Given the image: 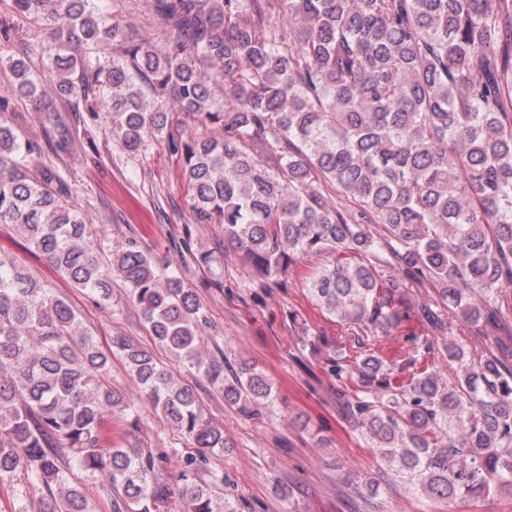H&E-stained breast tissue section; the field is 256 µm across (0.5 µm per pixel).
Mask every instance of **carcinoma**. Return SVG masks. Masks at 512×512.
Instances as JSON below:
<instances>
[{
  "label": "carcinoma",
  "instance_id": "1",
  "mask_svg": "<svg viewBox=\"0 0 512 512\" xmlns=\"http://www.w3.org/2000/svg\"><path fill=\"white\" fill-rule=\"evenodd\" d=\"M150 3L167 31L162 47L107 23L95 0H13V9L54 25L49 71L77 98L71 120L89 143L96 88L111 97L112 140L134 159L163 135L165 104L194 118L200 134L171 149L197 223L220 225L224 247L250 266L246 287L285 288L301 260L332 258L305 287L344 335L310 329L296 310L285 317L302 349L323 358L338 417L385 462L387 489L450 505L511 496L512 0ZM109 42L117 54L100 56ZM0 65L40 101L25 60L0 55ZM42 156L39 141L0 123V224L99 305L121 283L153 345L193 382L127 336L103 351L67 299L0 260V480L23 476L14 512H26L31 487L43 492L42 512H91L71 483L75 468L106 474L98 497L110 512H239L211 468L227 447L224 427L196 387L261 420L279 405L273 382L250 363L202 357L197 292L133 240L109 250ZM323 184L353 207L333 203ZM191 236L187 225L185 250L226 288L220 258L193 251ZM426 285L432 303L420 307L412 292ZM455 325L462 335L441 347L427 334ZM114 354L195 452L121 445L141 410L109 384ZM113 417L124 426L118 441ZM173 458L177 492L157 478Z\"/></svg>",
  "mask_w": 512,
  "mask_h": 512
}]
</instances>
